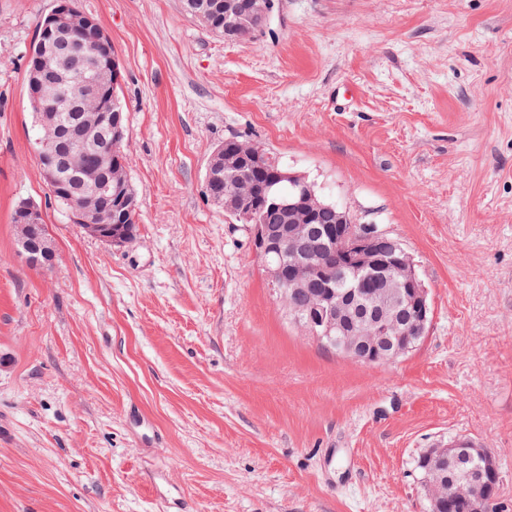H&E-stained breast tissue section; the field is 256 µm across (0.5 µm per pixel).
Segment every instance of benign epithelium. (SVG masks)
Instances as JSON below:
<instances>
[{"label":"benign epithelium","mask_w":512,"mask_h":512,"mask_svg":"<svg viewBox=\"0 0 512 512\" xmlns=\"http://www.w3.org/2000/svg\"><path fill=\"white\" fill-rule=\"evenodd\" d=\"M277 0H224L220 5L224 14L222 35L229 41H244L252 38L255 33V23L268 20L276 8ZM74 8L70 0H58L57 6L46 18L41 36L48 38L63 23L70 22V15ZM92 125L101 128L107 133L108 152L114 157L122 154L125 138L121 114L118 112H98ZM61 125L45 127L46 133L37 138L41 157L59 155V142L66 143L63 159L70 166L81 164L84 154V140L69 136L60 131ZM268 155L263 148L255 143L241 142L239 150L228 153L220 148L215 149L209 156L204 187L216 177L219 163L224 168H235L245 162L258 165L266 161ZM288 182L293 188L288 195L273 194L269 198V206L286 214L287 224L276 236L268 233L266 228L259 224L252 227L255 239V249L263 257L270 252L291 251L296 242L308 236L312 228L309 224L313 214L323 205L316 199L311 186L305 177L289 171L277 172L275 183ZM112 198V207L106 213L105 221L97 224V228L87 229V232L111 245L126 246L129 244L123 226L112 221L114 207H131L132 198L127 188L122 185L112 186L105 184L101 187ZM97 195L87 192L72 201L70 211L71 220L81 226L88 223L86 214L96 205ZM233 204L237 207L236 218L249 222L253 213L243 195L234 189L224 191V198L217 200V205ZM40 210L24 205L20 209L18 223L32 229L42 224ZM333 243L335 253L344 259L345 267L352 273L365 270L380 272L385 279V287L372 297L376 315L372 319L371 327L363 325L354 326L346 333V338L340 346L339 352L343 357L350 358L361 364L379 366L395 361L416 348L419 338L425 335L432 318V307L428 298V289L420 278L414 260L410 253L400 247L389 235L375 224L367 226L356 237H347L335 234L333 231L323 233ZM22 256L25 261L41 268L52 264L55 257L53 243L43 239L36 246L23 243ZM328 269L318 255H310L306 262L295 269L292 277L286 279L281 275L280 269H268V276L274 294L281 296L303 286V276L309 271L319 273ZM361 295V289L356 288L339 293L328 290L318 299V303L311 313V319L316 326L313 335L317 338L329 337L332 332L343 325L347 313L348 300ZM413 310L414 320L410 323L398 325L395 322L396 311L401 307ZM469 454L482 461L478 465L474 480L457 483L452 493L458 497L470 499L474 509L479 512L482 505L495 498L497 494V464L488 449L475 442L463 445ZM448 449L431 448L428 457L438 459V467L428 471L423 482V490L431 504L435 505L444 494L446 483L442 469L447 458Z\"/></svg>","instance_id":"obj_1"}]
</instances>
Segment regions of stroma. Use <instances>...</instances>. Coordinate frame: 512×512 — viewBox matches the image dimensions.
<instances>
[{
  "instance_id": "obj_1",
  "label": "stroma",
  "mask_w": 512,
  "mask_h": 512,
  "mask_svg": "<svg viewBox=\"0 0 512 512\" xmlns=\"http://www.w3.org/2000/svg\"><path fill=\"white\" fill-rule=\"evenodd\" d=\"M57 0H0V512H429L427 449L479 440L512 512V0H279L231 42L182 0H74L119 59L137 236L49 197L27 55ZM254 141L413 256L434 309L370 367L288 319L203 193ZM37 204L56 248L19 255ZM22 246L24 251H21V255L28 264L41 268L49 267V265L52 264L55 257V250L51 241L43 239L35 248L26 242H24Z\"/></svg>"
}]
</instances>
